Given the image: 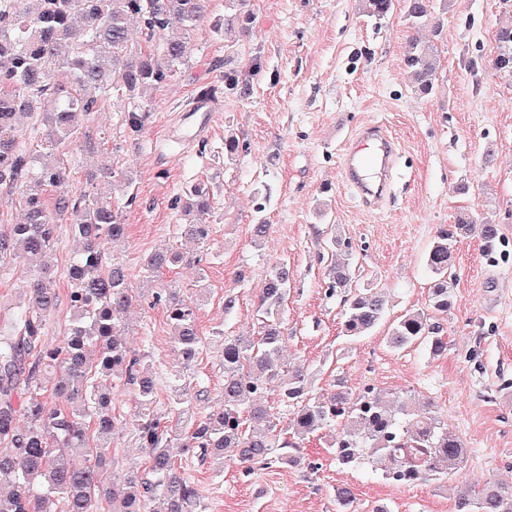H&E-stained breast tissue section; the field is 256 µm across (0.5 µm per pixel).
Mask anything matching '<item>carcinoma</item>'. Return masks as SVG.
<instances>
[{
    "label": "carcinoma",
    "instance_id": "obj_1",
    "mask_svg": "<svg viewBox=\"0 0 512 512\" xmlns=\"http://www.w3.org/2000/svg\"><path fill=\"white\" fill-rule=\"evenodd\" d=\"M209 0H0V187L20 191L25 220L0 232V264L7 259H34L36 278L27 288V307L9 337L0 335V512H96L101 497L112 499V512H203L198 489L181 474L173 449L215 464L232 459L248 474L254 466L294 461L288 449L318 431L339 426L328 447L344 466L369 463L404 484L430 481L464 463L462 439L448 424L407 395L367 388L354 398L334 390L308 397L313 375L280 361L282 331L292 281L288 261L277 262L266 277L257 308L255 337L217 332L224 363V390L211 404L206 390L190 391L179 383L171 390L176 418L165 421L152 409L156 378L123 337L124 316L133 289L122 265L105 246L126 241L127 225L112 209L118 186L132 177L114 179L105 169L91 173L92 191H77L58 153L78 135L87 149L95 141L85 122L112 97L128 103L144 99L187 58L185 41L166 34L175 23L192 30L207 16ZM231 13L213 24L215 33L244 36L253 14L250 0H229ZM370 17H384L403 5L411 25L425 26L435 14L433 0H360ZM495 67L512 73V29L498 34ZM404 63L415 75L420 93L434 86V47L411 39ZM46 127L44 149L25 144L35 118ZM209 188L186 187L175 206L187 238L205 246L211 225ZM66 223L80 244L70 266L71 319L62 343L45 344L46 324L59 300L53 288L54 240ZM476 233L488 251L497 247L494 224L465 217L442 230L425 257L433 276L431 304L403 316L389 331L395 350L423 344L433 356L446 343L436 318L451 306L455 275V232ZM324 250L343 254L330 266L326 295L347 304L345 331L366 336L382 320L385 296L374 289H353L357 264L350 243L339 237ZM185 260L167 248L143 261L152 274ZM164 299L167 322L182 368L190 370L203 352L196 303L173 290ZM59 371L54 385L62 405L38 396L45 373ZM130 385L139 397L138 436L147 461L128 469L120 483L106 486L105 457L116 428L111 404L114 381ZM289 412L288 428L278 423L261 400L269 392ZM211 409L199 414L200 404ZM457 512H512V488L462 490Z\"/></svg>",
    "mask_w": 512,
    "mask_h": 512
}]
</instances>
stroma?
Returning a JSON list of instances; mask_svg holds the SVG:
<instances>
[{"instance_id": "stroma-1", "label": "stroma", "mask_w": 512, "mask_h": 512, "mask_svg": "<svg viewBox=\"0 0 512 512\" xmlns=\"http://www.w3.org/2000/svg\"><path fill=\"white\" fill-rule=\"evenodd\" d=\"M253 23L233 42L214 33L226 0H209L208 21L188 38V62L144 100L142 125L132 130L127 106L105 105L88 122L98 143L73 141L64 161L75 187L100 165L131 172V196L112 205L128 226L126 246L113 255L138 293L129 311L128 343L148 352L156 376L154 408L169 413L180 367L165 306L146 292L144 255L168 244L189 263L163 270L154 289L194 295L205 343L196 385L218 394L224 386L221 352L212 338L249 334L265 278L285 260L293 271L285 319L288 358L314 374V389L342 386L360 395L373 385L411 394L433 405L466 448L463 465L447 478L396 485L381 471L337 463L323 439L304 441L299 463L244 474L231 461L218 467L197 459L183 473L199 490L206 512H341L336 489L351 488L357 512H456L458 489L512 485V73L496 69L498 31L512 23V0H448L440 38L414 31L402 8L381 19L366 16L359 0H251ZM435 40L440 58L431 95L416 93L403 63L409 38ZM239 84L228 89L227 73ZM215 118L199 137L185 139L180 122L201 93ZM383 125L400 156L395 197L363 206L344 186L342 147L363 124ZM234 133L238 154L224 157ZM214 181L207 246L181 235L174 203L182 190ZM471 213L499 228L500 243L486 251L475 235L458 237L456 284L443 320L445 352L422 345L395 351L386 336L409 311L427 309L431 278L424 256L438 232ZM268 225L254 242L252 227ZM352 243L360 267L357 285L388 298L384 319L370 336L352 342L343 333L344 308L325 294L327 260L321 239ZM76 243L68 227L54 242L60 299L47 322L48 344L60 343L70 319L68 271ZM202 263H193V256ZM35 266L0 265V329L10 330L24 307L22 292ZM237 297L224 312L226 294ZM136 395L119 388L112 404L117 431L108 450L114 478L140 461Z\"/></svg>"}]
</instances>
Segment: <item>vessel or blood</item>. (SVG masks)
<instances>
[{
	"mask_svg": "<svg viewBox=\"0 0 512 512\" xmlns=\"http://www.w3.org/2000/svg\"><path fill=\"white\" fill-rule=\"evenodd\" d=\"M396 158L395 141L380 124L363 125L349 139L342 158L343 177L364 205H378L389 193Z\"/></svg>",
	"mask_w": 512,
	"mask_h": 512,
	"instance_id": "1",
	"label": "vessel or blood"
}]
</instances>
